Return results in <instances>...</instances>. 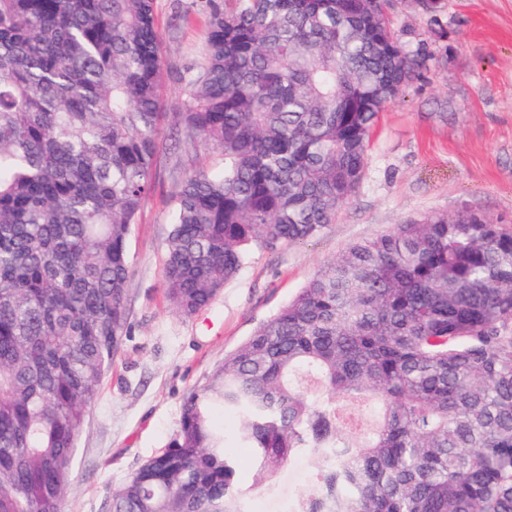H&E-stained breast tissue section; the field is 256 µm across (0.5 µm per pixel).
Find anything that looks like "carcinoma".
Returning <instances> with one entry per match:
<instances>
[{
    "instance_id": "obj_1",
    "label": "carcinoma",
    "mask_w": 512,
    "mask_h": 512,
    "mask_svg": "<svg viewBox=\"0 0 512 512\" xmlns=\"http://www.w3.org/2000/svg\"><path fill=\"white\" fill-rule=\"evenodd\" d=\"M156 0H0V512H63L75 445L131 331L128 242L155 186ZM394 0H205L164 293L209 307L253 246L319 236L415 77ZM380 405L358 427L348 403ZM303 459L293 512H512V232L468 208L346 247L184 400L106 512H245ZM189 147V153L195 158L194 169L203 168L210 173H220L224 168V157L222 154L211 147H203L197 145L196 147ZM239 461V480L246 491L243 507L248 512H288L289 504L305 484V470L300 462L285 466L273 490L254 486L253 461L248 448H230Z\"/></svg>"
}]
</instances>
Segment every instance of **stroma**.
I'll return each instance as SVG.
<instances>
[{"mask_svg": "<svg viewBox=\"0 0 512 512\" xmlns=\"http://www.w3.org/2000/svg\"><path fill=\"white\" fill-rule=\"evenodd\" d=\"M201 0H156L163 60L159 143L166 160L129 240L131 334L112 360L77 438L64 512H105L104 502L178 427L184 398L349 244L407 219L467 206L512 228V0H442L437 15L398 0L394 27L424 60L382 113L364 180L316 238L273 252L252 249L206 309L177 314L163 294L168 217L180 161L216 174L222 154L178 144L186 99L178 74L200 60ZM246 512H288L305 483L300 462L273 488L254 484L249 449L233 451Z\"/></svg>", "mask_w": 512, "mask_h": 512, "instance_id": "1", "label": "stroma"}]
</instances>
